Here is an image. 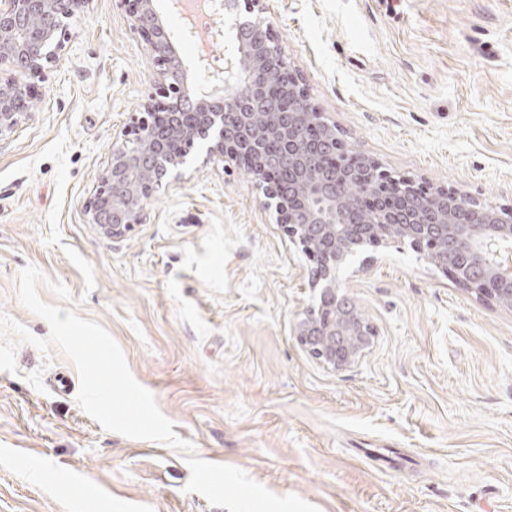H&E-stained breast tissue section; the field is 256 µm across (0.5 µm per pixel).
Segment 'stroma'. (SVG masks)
Wrapping results in <instances>:
<instances>
[{"instance_id":"35a3bbf8","label":"stroma","mask_w":512,"mask_h":512,"mask_svg":"<svg viewBox=\"0 0 512 512\" xmlns=\"http://www.w3.org/2000/svg\"><path fill=\"white\" fill-rule=\"evenodd\" d=\"M189 72L201 56L156 0ZM293 74L347 154L512 210V0H267ZM0 140V317L28 264L63 283L198 456L319 512H512V307L408 243L370 248L345 291L375 331L345 369L293 324L307 258L246 169L196 164L112 237L86 202L157 67L118 0H93ZM0 371V512H225L186 492L183 453L104 430L62 349L19 344Z\"/></svg>"}]
</instances>
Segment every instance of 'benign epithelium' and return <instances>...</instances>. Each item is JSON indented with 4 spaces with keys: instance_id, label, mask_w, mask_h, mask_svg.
<instances>
[{
    "instance_id": "obj_1",
    "label": "benign epithelium",
    "mask_w": 512,
    "mask_h": 512,
    "mask_svg": "<svg viewBox=\"0 0 512 512\" xmlns=\"http://www.w3.org/2000/svg\"><path fill=\"white\" fill-rule=\"evenodd\" d=\"M92 0H0V70L42 79L64 49L68 22ZM159 68L142 111L113 135L112 153L86 212L90 223L122 237L144 221L152 197L184 179L195 155L244 167L274 211L290 242L311 262L308 286L319 302L297 319L294 333L312 357L334 369L361 361L375 332L342 291L340 273L370 245L409 242L442 273L479 295L512 307V211L506 218L475 209L462 215L440 189L419 193L410 178L371 163L363 174L336 160L335 127L323 120L288 71L263 0H209L213 39L228 43L224 63L201 59L200 73L215 87L194 90L171 30L154 0H119ZM39 88L0 75V141L34 112ZM379 176L373 193L351 196L357 177Z\"/></svg>"
}]
</instances>
